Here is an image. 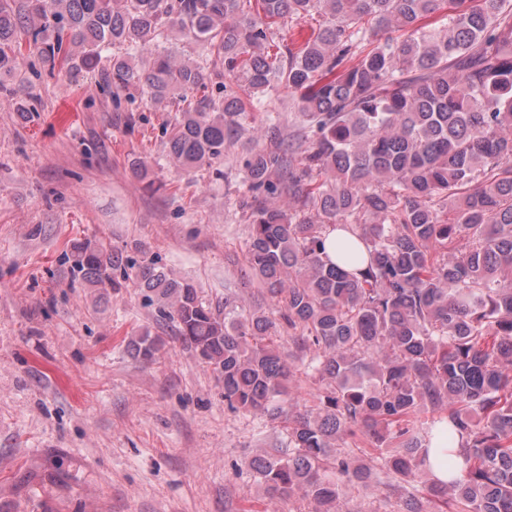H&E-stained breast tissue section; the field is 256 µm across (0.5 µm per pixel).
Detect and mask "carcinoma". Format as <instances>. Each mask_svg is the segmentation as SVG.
<instances>
[{
  "label": "carcinoma",
  "instance_id": "1",
  "mask_svg": "<svg viewBox=\"0 0 512 512\" xmlns=\"http://www.w3.org/2000/svg\"><path fill=\"white\" fill-rule=\"evenodd\" d=\"M307 19L313 38L277 41ZM173 33L204 53L179 57ZM27 41L49 74L96 72L115 101H183L162 134L184 169L212 168L247 132L265 143L239 208L245 275L279 318L204 301L138 244L76 241L64 262L92 287L140 288L230 410L284 424L286 447L248 461L267 494L337 512L343 487L374 480L400 512H425L408 477L431 474L438 429L454 476L428 493L452 512H512V0H0L1 75ZM221 76L237 89L210 92ZM280 85L296 129L248 125ZM164 346L146 329L128 350L148 363ZM300 367L325 384L315 412L284 407Z\"/></svg>",
  "mask_w": 512,
  "mask_h": 512
}]
</instances>
